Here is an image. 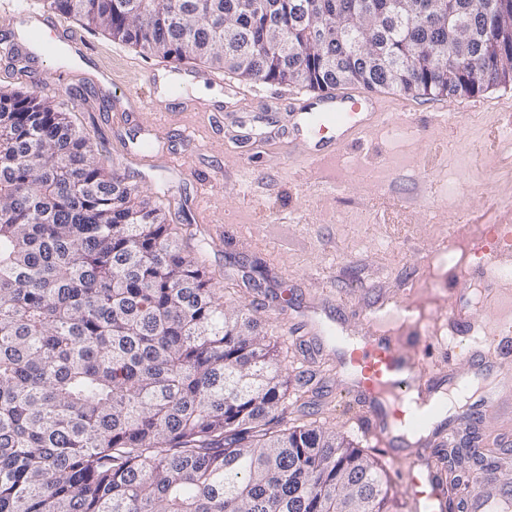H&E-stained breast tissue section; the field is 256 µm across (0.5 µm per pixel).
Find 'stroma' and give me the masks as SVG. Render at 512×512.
Masks as SVG:
<instances>
[{
	"instance_id": "obj_1",
	"label": "stroma",
	"mask_w": 512,
	"mask_h": 512,
	"mask_svg": "<svg viewBox=\"0 0 512 512\" xmlns=\"http://www.w3.org/2000/svg\"><path fill=\"white\" fill-rule=\"evenodd\" d=\"M58 22L85 38L97 64L0 62V92L32 91L46 77L57 81L58 106L97 143L111 171L150 195L165 186L184 252L224 301L250 305L262 331L275 336L290 379L288 423H303V406L313 402V421L383 459L394 493L403 494L399 465L352 417L343 348L296 334L291 323L329 294L336 299L335 327L360 337L370 308L410 292L411 278L419 284L412 315L428 342L425 358L449 349L464 354L469 338L448 331L452 308H468L484 321L486 294L512 291V280L489 290L459 288L476 274L469 226L512 225V121L498 110L512 105V84L450 98L445 112L432 111L431 100L389 92L410 115L395 116L359 146L343 149L335 163L306 170L281 145L260 144L245 156L231 139L239 129H284L297 85H277L274 99L246 101L227 96L220 84L187 87L183 108L165 116L138 113L134 100L148 94L149 73L174 69V62L74 19ZM99 64L112 73L103 87L91 80ZM147 124L166 141L167 159L142 161ZM257 263L262 272L254 271ZM284 276L292 285L285 300L277 288Z\"/></svg>"
}]
</instances>
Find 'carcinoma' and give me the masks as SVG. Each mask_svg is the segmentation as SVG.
<instances>
[{
    "instance_id": "cac0c4a2",
    "label": "carcinoma",
    "mask_w": 512,
    "mask_h": 512,
    "mask_svg": "<svg viewBox=\"0 0 512 512\" xmlns=\"http://www.w3.org/2000/svg\"><path fill=\"white\" fill-rule=\"evenodd\" d=\"M44 0L147 56L311 90L474 96L512 83V0L463 67L438 9L398 33L369 0L371 51L319 22L357 0ZM484 29L485 0H441ZM334 54L343 69L328 70ZM167 192L143 195L48 98L0 92V512H401L379 461L314 423L281 427L288 378L246 304L183 253ZM447 512L478 475L453 473Z\"/></svg>"
}]
</instances>
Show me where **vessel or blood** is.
Returning <instances> with one entry per match:
<instances>
[{
  "label": "vessel or blood",
  "mask_w": 512,
  "mask_h": 512,
  "mask_svg": "<svg viewBox=\"0 0 512 512\" xmlns=\"http://www.w3.org/2000/svg\"><path fill=\"white\" fill-rule=\"evenodd\" d=\"M36 29L55 30L58 42L77 50L85 45L74 31L58 27L52 16L35 19ZM388 114L380 100L365 99L350 92H336L292 113L282 140L300 148L302 161L314 164L327 159L345 145L358 143L385 124ZM402 307L379 309L367 320L363 343L344 355L349 389L364 432L375 437L391 458L405 468L406 493L413 512H446L448 485L435 451L453 446L461 426L470 422L463 415L440 426L432 422L434 393L454 384L455 367L450 357L427 364L419 352L423 339L403 336L398 325ZM491 340L470 343L463 367L474 373L493 371L502 345L512 343V314L498 312ZM419 429L408 438L407 429ZM512 512V484L486 475L464 503L466 512Z\"/></svg>",
  "instance_id": "vessel-or-blood-1"
}]
</instances>
